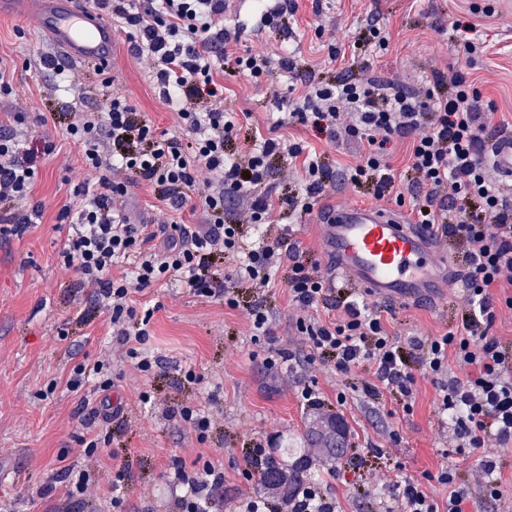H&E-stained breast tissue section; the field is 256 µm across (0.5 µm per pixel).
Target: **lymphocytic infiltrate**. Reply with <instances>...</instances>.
<instances>
[{
	"label": "lymphocytic infiltrate",
	"mask_w": 512,
	"mask_h": 512,
	"mask_svg": "<svg viewBox=\"0 0 512 512\" xmlns=\"http://www.w3.org/2000/svg\"><path fill=\"white\" fill-rule=\"evenodd\" d=\"M114 26L127 30L135 55L148 57L153 88L177 109L192 131L190 141L155 133L129 101L115 94L102 111L75 110L67 127L83 151L85 166L98 172L95 189L84 191L77 207L60 218L71 231L60 256L75 268L80 287L92 289L110 315L119 345L146 344L153 309L137 310L132 297L164 277H175L197 296L223 299L236 307L239 289L263 293L282 264H289L288 297L299 309L295 327L315 367L331 363L346 374L368 365L374 382L363 385L370 397L393 395L410 411L417 375L430 377L438 390V412L451 416L448 446L461 460L475 459L483 476L482 498L503 496L500 463L494 449L512 446V352L491 336L496 320L492 291L512 286V188L503 185L485 153L492 135L491 115L479 105L480 93L463 73L434 74L432 87L396 89L377 76L355 81L310 82L303 105L291 119L341 141H357L355 163L340 173L327 171L318 156L301 145L251 139L229 153L225 141L234 124L213 100L224 88L214 82L210 53L224 45V0H95ZM409 143L407 170L421 190L412 206L416 223L436 240L455 243L465 261L466 313L457 331L440 336L398 337L384 326L380 310L366 297L334 294L318 270L299 255H283L278 244H247L242 228L271 223L275 213L308 215L334 180L357 187L371 184L376 198L393 192L395 180L388 146ZM303 157V174L294 193L259 194L274 163ZM37 155L19 149L11 133H0V202L14 204L11 232H18L38 209L26 208ZM145 183L160 191L168 207L183 211L200 200L204 225L170 222L155 228L132 221L128 188ZM238 202L225 220L226 202ZM236 254L239 265L224 271L218 256ZM122 277H111L115 267ZM335 298L339 314L312 316L311 308ZM191 488L181 512H220L224 472L212 463L189 473L175 470ZM447 488L445 501L425 486ZM471 491L456 465L396 481L382 512H467Z\"/></svg>",
	"instance_id": "1"
}]
</instances>
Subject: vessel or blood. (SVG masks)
Masks as SVG:
<instances>
[{
  "label": "vessel or blood",
  "mask_w": 512,
  "mask_h": 512,
  "mask_svg": "<svg viewBox=\"0 0 512 512\" xmlns=\"http://www.w3.org/2000/svg\"><path fill=\"white\" fill-rule=\"evenodd\" d=\"M40 33L67 61L115 63L112 26L84 0H34ZM489 153L498 174L512 180V136L492 140ZM331 285L353 283L381 301L430 304L464 281L462 268L428 232L402 213L373 205L333 209L321 226Z\"/></svg>",
  "instance_id": "1"
}]
</instances>
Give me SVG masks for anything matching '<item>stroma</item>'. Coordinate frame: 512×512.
Wrapping results in <instances>:
<instances>
[{"label": "stroma", "instance_id": "1", "mask_svg": "<svg viewBox=\"0 0 512 512\" xmlns=\"http://www.w3.org/2000/svg\"><path fill=\"white\" fill-rule=\"evenodd\" d=\"M296 11L284 24L255 28L226 18L227 52L294 54L301 65L297 76L272 70L260 77L228 76L215 72L224 85L217 108L229 112L239 133L227 145L243 147L251 130L285 144L302 143L329 166L349 164L353 147L340 144L310 126L289 123V104L271 97L279 90L290 100L299 98L309 79L358 78L373 74L394 81L398 88L429 86L433 71L463 72L477 87L483 103L494 107L493 121L512 133V0H295ZM494 5L482 18L481 35L489 47L475 64H467L459 48L453 21H473L471 6ZM387 26V49L373 45L354 48L357 35L371 21ZM117 62L103 72L97 65H78L84 75L83 108H95L106 95L125 96L156 133L184 137L176 111L155 95L146 60L130 50L126 31L116 29ZM33 19L0 14V61L10 95L0 96V124L17 132L25 148L39 150L43 141L56 145L40 154L28 206L40 207L37 223L21 234L0 235V512H113L108 481L80 498L67 494V466L97 467L79 443L82 419L123 404L111 423V452L129 458L131 481L125 501L128 512H175L177 498L187 486L173 484L175 467L186 471L211 461L224 470L223 512H235L240 500L264 492L247 482L242 468L253 442L273 437V451L298 448L307 455L312 479L336 501L338 512H378V498L358 495L356 486L389 489L398 475L416 477L436 471L444 461L446 428L438 413V393L429 378L416 379L412 412L390 398L373 400L350 392L351 383H369V368L339 375L329 368H307L305 346L288 300V275L264 296L249 289L239 292V305L193 295L179 284H157L143 297L155 305L146 346L154 356L151 371L135 367L126 349L112 341L109 316L91 289L77 287V274L58 257L68 233L57 220L61 209L75 206V188L96 185L98 173L87 169L81 147L66 137L71 120L73 91L53 71L35 67L37 56L52 54ZM53 113L48 124L42 113ZM371 189L331 183L312 214L280 216L273 224L245 225L249 242L277 240L282 253L299 252L303 261L327 270L328 259L317 233L324 212L343 204H375ZM395 207L394 195L380 200ZM261 305L271 334L252 338L248 310ZM389 330L399 336H433L456 330L465 312L461 291L449 289L432 305L382 303ZM288 348L296 356L290 368L270 369L269 352ZM108 359L112 389L88 382L78 391L67 380L73 368ZM195 370L198 381L185 376ZM316 383L324 399L320 409L303 402L301 390ZM345 403H337L338 392ZM148 393L149 404L139 396ZM193 402L214 417L206 441L183 424L177 411ZM336 417L345 427L349 447L361 451L354 483H346L345 461L330 460L312 447L309 432Z\"/></svg>", "mask_w": 512, "mask_h": 512}]
</instances>
